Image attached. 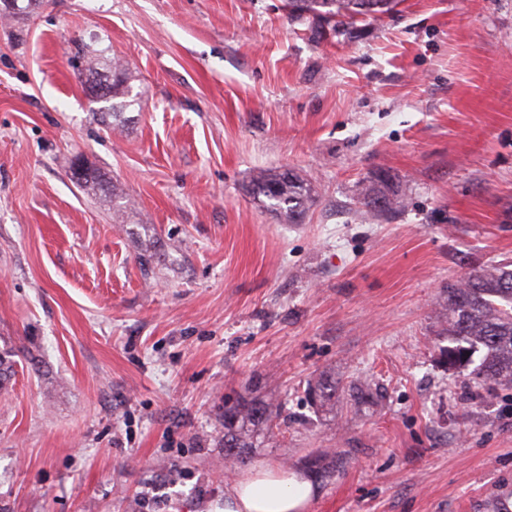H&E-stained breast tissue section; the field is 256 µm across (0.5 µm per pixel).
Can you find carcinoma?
Segmentation results:
<instances>
[{"label":"carcinoma","instance_id":"obj_1","mask_svg":"<svg viewBox=\"0 0 512 512\" xmlns=\"http://www.w3.org/2000/svg\"><path fill=\"white\" fill-rule=\"evenodd\" d=\"M398 0H285L288 13L309 15L324 24L344 25L358 16L375 17L391 12ZM112 79L102 83L89 79L86 90L97 93L107 106L100 121L114 130L125 126V111L138 104L133 94V76L127 65L112 57ZM77 182L119 196L117 186L93 168H85ZM260 204L282 224H299L316 203L311 179L295 170L260 169L253 176ZM367 220L393 214L405 207L404 198L371 185L362 198ZM448 319V346L441 349L450 369H466L474 382L512 387V269L507 264H486L448 284L439 297ZM340 383L321 375L311 385L316 404L336 400ZM279 406L271 401H246L224 406L225 455L244 462L245 449L254 448L274 435L273 422Z\"/></svg>","mask_w":512,"mask_h":512}]
</instances>
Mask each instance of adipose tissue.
<instances>
[{
  "label": "adipose tissue",
  "mask_w": 512,
  "mask_h": 512,
  "mask_svg": "<svg viewBox=\"0 0 512 512\" xmlns=\"http://www.w3.org/2000/svg\"><path fill=\"white\" fill-rule=\"evenodd\" d=\"M309 495L303 472L259 465L225 490L220 512H305Z\"/></svg>",
  "instance_id": "obj_1"
}]
</instances>
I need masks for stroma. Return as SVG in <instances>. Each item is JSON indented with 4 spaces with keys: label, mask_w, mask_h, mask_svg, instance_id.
<instances>
[{
    "label": "stroma",
    "mask_w": 512,
    "mask_h": 512,
    "mask_svg": "<svg viewBox=\"0 0 512 512\" xmlns=\"http://www.w3.org/2000/svg\"><path fill=\"white\" fill-rule=\"evenodd\" d=\"M88 55L135 77L123 133ZM260 168L312 178L304 223L254 200ZM379 176L407 205L367 221ZM482 263L512 264V0H401L336 32L284 0L0 19V512H219L259 464L304 471L308 512H512V389L438 361L436 300ZM322 374L368 402L311 407ZM242 399L280 427L228 467ZM77 182L84 184L91 189L102 190L112 195L113 198L120 196L117 186L108 181L103 174L93 168L86 167L82 174L77 175Z\"/></svg>",
    "instance_id": "stroma-1"
}]
</instances>
